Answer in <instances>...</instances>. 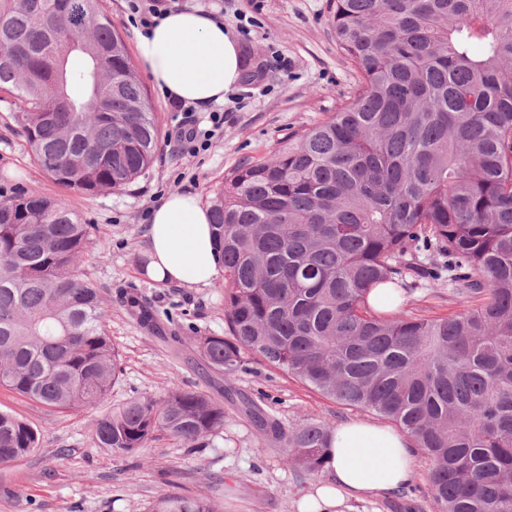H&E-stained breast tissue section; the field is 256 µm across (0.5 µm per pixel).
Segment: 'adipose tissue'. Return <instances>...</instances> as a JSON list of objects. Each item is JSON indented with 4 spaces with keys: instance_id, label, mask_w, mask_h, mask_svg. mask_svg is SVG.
Returning <instances> with one entry per match:
<instances>
[{
    "instance_id": "ef3b65f1",
    "label": "adipose tissue",
    "mask_w": 512,
    "mask_h": 512,
    "mask_svg": "<svg viewBox=\"0 0 512 512\" xmlns=\"http://www.w3.org/2000/svg\"><path fill=\"white\" fill-rule=\"evenodd\" d=\"M142 69L169 99L199 107L224 102L240 82L239 43L223 23L197 11L172 10L136 37ZM148 276L188 288L219 275L210 211L192 194H170L147 226ZM411 440L360 421L340 423L325 450L323 476L303 490L296 512H352V504L405 487L414 472Z\"/></svg>"
}]
</instances>
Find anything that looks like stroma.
<instances>
[{
	"label": "stroma",
	"instance_id": "stroma-1",
	"mask_svg": "<svg viewBox=\"0 0 512 512\" xmlns=\"http://www.w3.org/2000/svg\"><path fill=\"white\" fill-rule=\"evenodd\" d=\"M224 0L220 20L239 34L243 74L223 103L224 127L209 149L191 156L176 135L170 101L148 75L140 81L163 130L162 147L145 173L121 190L79 195L50 180L15 128L10 94L0 92V192L25 190L64 199L82 223L96 225L83 267L108 310L107 329L120 356L121 373L107 404L158 399L171 389H232L265 408L283 431L309 421L336 425L375 415L343 407L258 357L245 358L233 375H215L192 343L172 349L142 331L118 301L120 291L139 289L159 312L208 335L224 333V280L186 288L151 280L146 228L151 209L171 193L191 192L211 205L225 178L239 165L266 159L274 145L337 112L356 75L336 46L330 0ZM408 311L445 316L460 303L444 282L416 275L404 279ZM0 410L15 414L40 434L39 449L0 465V512H150L166 492L207 498L224 512H295L300 489L313 478L287 467L279 443L237 405L225 403L224 428L195 446L164 436L133 456L96 447V408L65 412L0 387Z\"/></svg>",
	"mask_w": 512,
	"mask_h": 512
}]
</instances>
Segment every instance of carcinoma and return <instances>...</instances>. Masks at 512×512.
I'll list each match as a JSON object with an SVG mask.
<instances>
[{
	"instance_id": "carcinoma-1",
	"label": "carcinoma",
	"mask_w": 512,
	"mask_h": 512,
	"mask_svg": "<svg viewBox=\"0 0 512 512\" xmlns=\"http://www.w3.org/2000/svg\"><path fill=\"white\" fill-rule=\"evenodd\" d=\"M351 100L234 169L211 205L226 335L191 337L231 375L250 353L337 403L395 423L430 462L431 512H512V0H330ZM41 169L86 196L154 162L161 129L102 0H0V91ZM94 227L56 198L0 199V386L60 410L97 407L120 373L104 300L80 270ZM419 253L442 266L410 263ZM410 270L468 304L446 317L370 301ZM131 313L157 328L132 295ZM244 413L317 475L331 427L288 433ZM224 401L172 389L97 419L93 440L132 455L160 434L191 447ZM0 411V463L39 447ZM151 512H222L181 493Z\"/></svg>"
}]
</instances>
